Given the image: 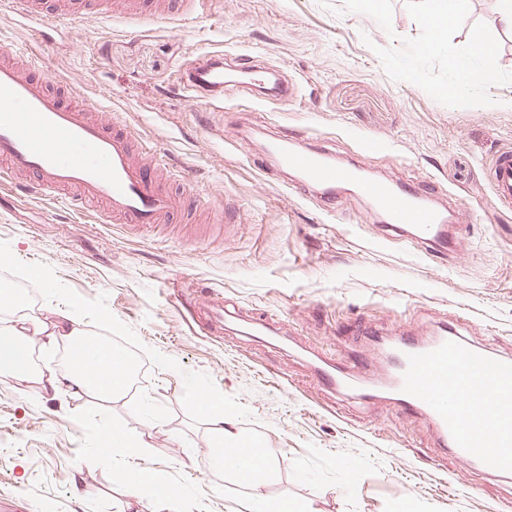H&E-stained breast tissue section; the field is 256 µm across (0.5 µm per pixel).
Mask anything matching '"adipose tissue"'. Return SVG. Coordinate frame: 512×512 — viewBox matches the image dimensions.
Masks as SVG:
<instances>
[{"label": "adipose tissue", "instance_id": "adipose-tissue-1", "mask_svg": "<svg viewBox=\"0 0 512 512\" xmlns=\"http://www.w3.org/2000/svg\"><path fill=\"white\" fill-rule=\"evenodd\" d=\"M77 312H70L65 323L46 328L36 317H26L12 327L0 330V368H6L22 378L35 376L30 347L31 337L52 331L53 335L68 341L71 370L69 382L76 391L92 393L107 399L123 393L131 380L132 362L121 368H113L112 352L108 349L93 350L80 341ZM36 377V376H35ZM211 424V465L228 473L237 485L252 489L249 512H300L288 500L271 502L261 488L275 469L274 462L266 455L250 448V435L231 428L223 407L209 408Z\"/></svg>", "mask_w": 512, "mask_h": 512}]
</instances>
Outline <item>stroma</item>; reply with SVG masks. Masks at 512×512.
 Instances as JSON below:
<instances>
[{"instance_id":"obj_1","label":"stroma","mask_w":512,"mask_h":512,"mask_svg":"<svg viewBox=\"0 0 512 512\" xmlns=\"http://www.w3.org/2000/svg\"><path fill=\"white\" fill-rule=\"evenodd\" d=\"M318 0H216L210 12L140 25L142 0L125 13L56 23L21 20L0 6V46L36 53L44 74L67 81L103 119L132 128L168 156L162 187L187 183L191 213L162 232L129 234L92 224L57 204L0 189V282L22 280L23 310L54 321L65 304L88 335L133 349V389L102 399L68 386L43 395L35 380L0 372V512H163L136 504L130 478L148 470L180 491L184 512H249L250 491L209 468L210 427L198 400L223 401L237 427L277 464L264 486L306 512H512V478H491L439 448L429 422L386 399L334 395L314 376L316 355L346 368L366 365L369 384L387 382L386 344L429 341L442 328L512 355V212L494 203L486 169L512 146V84L489 89L493 105L448 107L410 82L393 81L375 47L414 37L405 0H393L390 29ZM499 42L512 71V33L496 0H470L454 35L475 23ZM259 57L294 83L296 98L224 100L206 111L173 82L194 54ZM307 138L339 165L393 186L428 179L453 204L452 262L439 264L388 240L383 217L341 189L336 212L287 188L276 162L257 170L268 135ZM377 142L375 154L362 143ZM225 211L232 232L217 224ZM222 294L241 318L272 316L273 336L201 333L179 294ZM142 435L144 458L121 449L95 465L99 431Z\"/></svg>"}]
</instances>
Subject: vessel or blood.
Returning a JSON list of instances; mask_svg holds the SVG:
<instances>
[{
  "instance_id": "1",
  "label": "vessel or blood",
  "mask_w": 512,
  "mask_h": 512,
  "mask_svg": "<svg viewBox=\"0 0 512 512\" xmlns=\"http://www.w3.org/2000/svg\"><path fill=\"white\" fill-rule=\"evenodd\" d=\"M122 0H8L22 19L78 18L87 3ZM206 0H148L146 20L173 19ZM233 75L238 92L268 79L258 60L226 65L224 56L193 57L180 72L183 86L200 95L209 111L224 109V77ZM266 153L296 171L302 190H314L321 210H336L335 188L353 185L358 195L385 216L390 229L402 231L404 247L431 260H449L448 218L427 206L412 191L398 192L384 181L360 176L329 162L324 151L297 150L287 139L270 136ZM163 157L154 144L139 141L128 128L95 117L94 108L77 101L68 84L51 82L34 53L0 50V186L23 195H55L67 209L95 224H122L150 230L182 211V197L162 191L156 173ZM490 185L497 206L512 208V150L494 157ZM205 334L224 333V303L209 299ZM360 364L337 370L317 369L318 380L331 389L360 388ZM394 384L401 410L425 415L440 446L464 463L495 475L512 474V432L501 420L512 417V358L477 346L457 333L421 345L402 338L393 350Z\"/></svg>"
}]
</instances>
